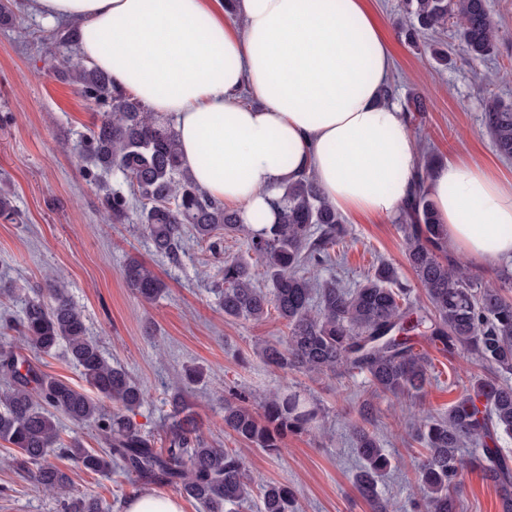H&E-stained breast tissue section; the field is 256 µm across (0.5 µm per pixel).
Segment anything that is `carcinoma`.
Segmentation results:
<instances>
[{
  "label": "carcinoma",
  "instance_id": "1",
  "mask_svg": "<svg viewBox=\"0 0 512 512\" xmlns=\"http://www.w3.org/2000/svg\"><path fill=\"white\" fill-rule=\"evenodd\" d=\"M410 44L456 23L461 49L483 60L497 51L499 30L487 0H403ZM81 33L57 25L44 40L56 51L74 49ZM59 77L79 86L96 103L100 119L73 145L78 156L112 175L119 187H103L101 205L114 224L130 220L131 202L139 203L142 224L154 251L173 262L185 249V230L191 228L209 248L220 246L217 232L247 234V251L258 259L269 289L256 285L253 266L239 256H227L219 270L218 306L224 317L261 321L274 311L288 328L282 343L258 350L263 363L274 370H294L310 377L361 374L370 398L353 427V445L360 460L353 483L372 512H389L379 491L382 475L393 457L366 428L381 397L412 399L429 381L427 354L416 349V338L468 362H479L486 372L469 373L470 393L436 416L421 412L412 437L426 453L418 462L417 512H461L456 495L464 472L480 468L502 492V512H512V458L497 448L499 438L512 436V385L493 377L512 371V268L500 280L509 288H482L463 260L448 250V234L440 224L435 203L425 189L437 156L423 150L396 218L403 232L406 260L422 298L410 301L411 287L389 263L376 266L355 288L337 278L319 279V271L333 265L335 247L349 234L347 224L330 205L314 176L299 171L272 201L278 220L260 230L243 224L239 213L211 198L190 178L178 153L173 120L153 112L138 97L117 86L93 64L73 63L66 56L56 68ZM407 123H422L427 111L422 98L400 100ZM484 126L499 155L512 158V105L489 100ZM127 287L139 298L161 296L164 283L144 262L132 258L121 269ZM21 316L9 329L29 347L50 354L66 348L92 397L61 379L44 373L9 337L0 341V440L15 454L7 461L46 489L63 488L69 481L48 457L58 453L78 467L107 472L112 463L123 467L140 486L175 487L198 502L202 512H236L252 494L262 512H298L294 492L276 482L256 484L243 458L231 448H217L204 435L194 406L175 391L168 400L159 439L144 436L128 413L149 395L143 383L103 353L89 336L83 314L61 281L18 295ZM113 407L108 409L103 401ZM78 426H94L106 448L83 447L79 436L64 440L59 416ZM224 429L254 448L279 455L284 438L317 427V412L309 398L297 391L274 389L261 410L240 393L224 396ZM474 448L471 455L463 448ZM59 512H101L89 496L63 500Z\"/></svg>",
  "mask_w": 512,
  "mask_h": 512
}]
</instances>
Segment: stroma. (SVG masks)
I'll return each mask as SVG.
<instances>
[{"instance_id": "stroma-1", "label": "stroma", "mask_w": 512, "mask_h": 512, "mask_svg": "<svg viewBox=\"0 0 512 512\" xmlns=\"http://www.w3.org/2000/svg\"><path fill=\"white\" fill-rule=\"evenodd\" d=\"M366 6L390 43L391 79L399 95L416 94L428 104L415 133L418 144H431L445 157L479 160L512 178V160L499 156L483 125L488 98L512 103V0H488L500 33L494 59L471 60L447 31L442 35L449 55L444 66L401 35V0H366ZM45 24L25 6L13 25L0 27V193L20 214L14 223L0 220V283L5 286L0 321L20 314L11 287L41 286L47 277H59L82 310L89 335L149 388L146 402L131 415L142 434L156 435L170 394L182 389L205 436L215 446L236 449L256 480L287 484L300 512H371L353 487L358 459L352 428L367 396L362 377L311 378L262 363L258 345L283 340L284 322L274 314L259 322L226 319L214 293L225 257L245 253L244 235L225 237L217 253L207 243H189L173 263L153 253L141 225L106 220L98 188L105 175L71 150L96 120L98 108L77 86L54 75L55 59L36 35ZM345 220V263L335 275L346 287L358 285L382 260L411 279L395 218L355 213ZM132 258L150 264L165 283L157 300L140 299L123 281L120 270ZM429 356L432 378L421 399L377 402L374 432L399 462L381 487L395 512L414 510L421 447L408 435L412 418L423 409L446 410L469 385L458 361L434 350ZM188 367L202 372L201 382L185 384ZM285 387L313 400L318 430L288 436L286 451L277 457L224 431L225 391L249 393L257 408L266 392ZM56 464L70 477L60 492L44 490L0 462V512H57L59 497L89 495L101 499L102 512H124L141 493L119 469L95 474L65 458ZM457 495L463 512H501L496 488L479 471L466 474Z\"/></svg>"}]
</instances>
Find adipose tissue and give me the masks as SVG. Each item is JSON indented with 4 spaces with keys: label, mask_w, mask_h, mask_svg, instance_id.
<instances>
[{
    "label": "adipose tissue",
    "mask_w": 512,
    "mask_h": 512,
    "mask_svg": "<svg viewBox=\"0 0 512 512\" xmlns=\"http://www.w3.org/2000/svg\"><path fill=\"white\" fill-rule=\"evenodd\" d=\"M75 21L81 56L174 117L181 160L250 229L301 168L337 211L398 213L414 134L379 92L390 49L363 0H33ZM426 188L461 256L512 262V179L447 158Z\"/></svg>",
    "instance_id": "obj_1"
}]
</instances>
